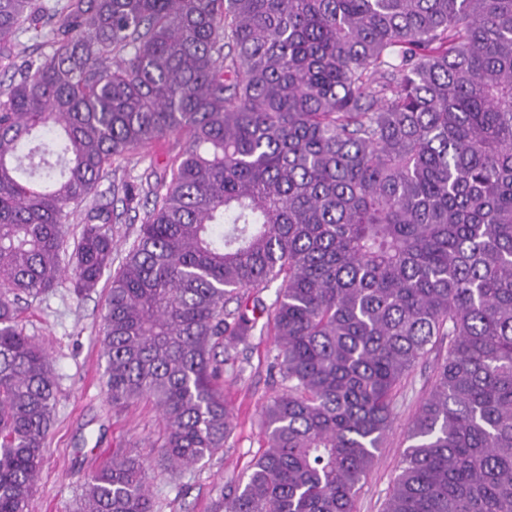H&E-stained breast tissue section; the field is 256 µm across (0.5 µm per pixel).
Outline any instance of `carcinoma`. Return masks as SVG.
Instances as JSON below:
<instances>
[{"mask_svg":"<svg viewBox=\"0 0 512 512\" xmlns=\"http://www.w3.org/2000/svg\"><path fill=\"white\" fill-rule=\"evenodd\" d=\"M0 512H28L57 381L17 304L108 275L106 396L170 469L224 450L219 382L268 315L283 391L213 512H353L395 391L448 337L384 512H512V0H0ZM186 140L113 268L112 165ZM280 281L266 306L261 293ZM236 307L229 308L230 303ZM119 451L79 512H154Z\"/></svg>","mask_w":512,"mask_h":512,"instance_id":"obj_1","label":"carcinoma"}]
</instances>
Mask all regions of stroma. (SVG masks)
<instances>
[{
	"instance_id": "obj_1",
	"label": "stroma",
	"mask_w": 512,
	"mask_h": 512,
	"mask_svg": "<svg viewBox=\"0 0 512 512\" xmlns=\"http://www.w3.org/2000/svg\"><path fill=\"white\" fill-rule=\"evenodd\" d=\"M183 145L182 138H167L157 145L153 157L131 154L101 180L95 201L110 205L120 215L112 226L116 258H124L144 212L124 211L122 202L112 196L113 183L155 182L165 161L178 154ZM106 289L102 283L90 295L76 297L66 275L52 293L22 308L26 332L48 349L58 381L52 433L28 512H73L85 474L110 461L117 449L150 464L154 475L150 492L158 512H212L220 492L248 474L264 446L261 407L283 389L279 375L271 368L277 353L273 333L267 327L255 331L235 364L224 368V402L232 424L229 447L196 467L174 473L165 468L158 455L163 421L156 408L145 401L116 408L103 392L105 360L100 329ZM447 353V342H437L398 387L394 420L376 465L356 497L355 512H384L410 444L409 423L433 384L438 359Z\"/></svg>"
}]
</instances>
